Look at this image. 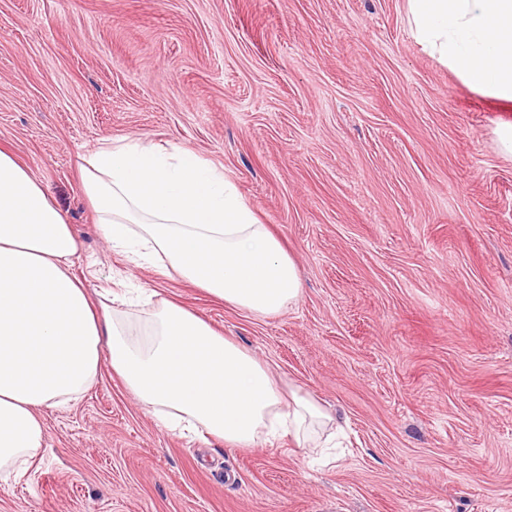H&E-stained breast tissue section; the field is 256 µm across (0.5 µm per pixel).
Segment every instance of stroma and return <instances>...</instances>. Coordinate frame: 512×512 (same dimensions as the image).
<instances>
[{"instance_id": "35a3bbf8", "label": "stroma", "mask_w": 512, "mask_h": 512, "mask_svg": "<svg viewBox=\"0 0 512 512\" xmlns=\"http://www.w3.org/2000/svg\"><path fill=\"white\" fill-rule=\"evenodd\" d=\"M504 105L415 39L406 0H0V147L44 184L93 302L198 314L337 412L311 461L169 432L110 367L46 411L0 512H512V157ZM139 136L220 169L299 264L259 317L128 265L80 179Z\"/></svg>"}]
</instances>
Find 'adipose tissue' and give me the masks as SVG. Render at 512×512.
Masks as SVG:
<instances>
[{"mask_svg": "<svg viewBox=\"0 0 512 512\" xmlns=\"http://www.w3.org/2000/svg\"><path fill=\"white\" fill-rule=\"evenodd\" d=\"M424 51L470 88L512 102V0H407ZM83 187L114 249L256 315L301 294L293 257L224 174L195 152L136 138L104 140ZM78 250L41 182L0 149V482L31 470L46 410L93 383L103 364L173 431L231 447L288 435L316 446L340 425L310 394L270 370L197 314L161 300L139 323L94 309L71 271Z\"/></svg>", "mask_w": 512, "mask_h": 512, "instance_id": "1", "label": "adipose tissue"}]
</instances>
